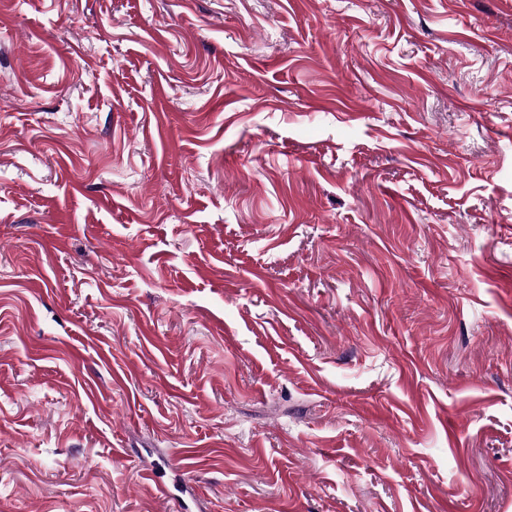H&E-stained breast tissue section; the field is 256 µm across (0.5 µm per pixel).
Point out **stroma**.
<instances>
[{"instance_id":"obj_1","label":"stroma","mask_w":512,"mask_h":512,"mask_svg":"<svg viewBox=\"0 0 512 512\" xmlns=\"http://www.w3.org/2000/svg\"><path fill=\"white\" fill-rule=\"evenodd\" d=\"M195 493L512 512V0H0V512Z\"/></svg>"}]
</instances>
